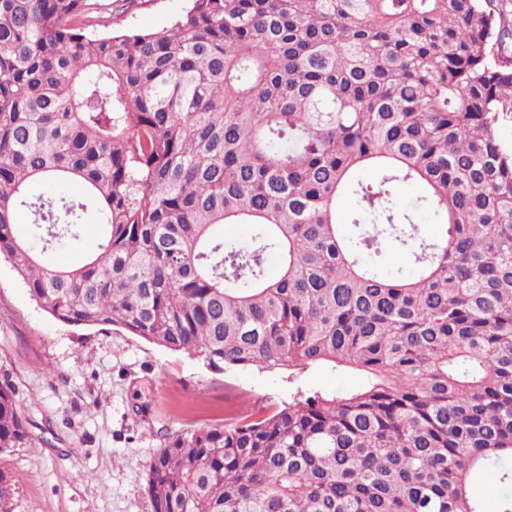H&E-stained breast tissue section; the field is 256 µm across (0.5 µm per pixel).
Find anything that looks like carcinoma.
<instances>
[{
	"label": "carcinoma",
	"instance_id": "carcinoma-1",
	"mask_svg": "<svg viewBox=\"0 0 512 512\" xmlns=\"http://www.w3.org/2000/svg\"><path fill=\"white\" fill-rule=\"evenodd\" d=\"M105 25L97 0H0V257L68 325L218 370L331 363L368 378L173 436L150 464L152 512H485L476 479L512 512L504 14L484 0H192L163 32L87 33ZM63 181L83 193L30 195ZM408 181L438 237L398 205ZM22 209L39 250L17 233ZM90 217L95 249L58 262ZM222 224L252 225L250 241ZM385 247L416 275L362 261ZM29 438L0 385V454ZM15 495L0 470V512Z\"/></svg>",
	"mask_w": 512,
	"mask_h": 512
}]
</instances>
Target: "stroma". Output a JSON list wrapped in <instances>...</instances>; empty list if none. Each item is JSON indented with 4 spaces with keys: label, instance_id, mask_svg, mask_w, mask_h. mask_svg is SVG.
Masks as SVG:
<instances>
[{
    "label": "stroma",
    "instance_id": "stroma-1",
    "mask_svg": "<svg viewBox=\"0 0 512 512\" xmlns=\"http://www.w3.org/2000/svg\"><path fill=\"white\" fill-rule=\"evenodd\" d=\"M190 0H136L115 31L170 28ZM353 368L318 364L296 382L284 371L215 370L197 357L125 330L64 324L31 299L0 258V384L10 385L30 432L0 455L14 512H152L150 463L174 435L223 423L241 395L260 408L295 391L363 388Z\"/></svg>",
    "mask_w": 512,
    "mask_h": 512
}]
</instances>
